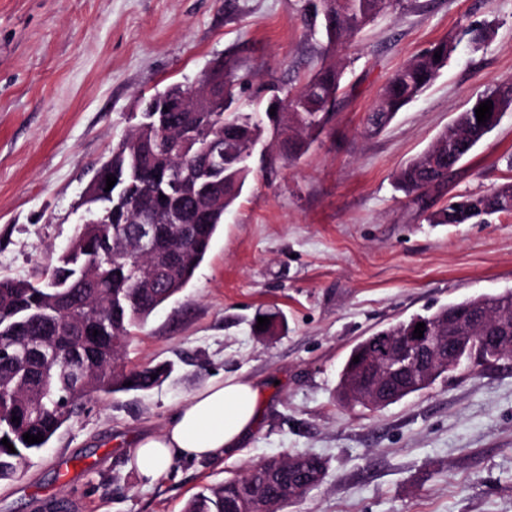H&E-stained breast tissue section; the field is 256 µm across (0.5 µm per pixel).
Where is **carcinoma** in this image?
<instances>
[{"label": "carcinoma", "instance_id": "cac0c4a2", "mask_svg": "<svg viewBox=\"0 0 512 512\" xmlns=\"http://www.w3.org/2000/svg\"><path fill=\"white\" fill-rule=\"evenodd\" d=\"M334 24H320L317 6L302 0L301 16L306 29L322 33L330 47L345 42L380 14L404 4V0H335ZM440 53L441 59L434 58ZM448 63V41L433 43L398 69L382 88L379 100L367 116V129L386 126L407 104L418 98ZM224 95L215 112H151L150 127L132 128L112 153L123 156L119 164H102L104 175L117 178L114 196L150 195L152 212L163 234L139 265L104 262L109 253L121 250L130 240L136 214L123 205L104 211L98 224L81 225L67 251L47 278L38 283L0 278V440L8 439L15 452L0 443V480L16 478L22 465L47 447L76 411L96 395L112 396L148 391L168 374L164 365L127 368L126 339L170 299L183 291L204 260L224 214L236 202L249 177L250 151L266 128L273 132V146L286 159H296L324 128L328 106L336 101L342 70L323 65L294 93L253 117L233 109L237 97L233 59L224 63ZM493 109L512 107V83L487 94ZM493 122H477L474 109L461 112L435 143L400 168L397 189L414 195L425 206L430 191L443 193L454 171L448 153L479 143ZM177 140L184 135H224V173L212 176L197 159L180 160L157 144L160 133ZM176 165L192 166L193 188L175 191L152 186L143 174H167ZM512 213V183L489 193L454 196L448 205L430 214L434 224H467L476 214ZM448 311L415 313L390 326L396 330L417 320L436 322ZM94 326L95 336H86ZM370 337L358 341L346 358L339 380H344L353 358L362 355ZM74 356L84 368V382L76 386L65 374L67 358ZM466 358L477 366L497 360L488 348H474ZM157 378H151V375ZM132 385H126V382ZM20 421H12V417ZM41 434L40 443L24 442L23 434ZM288 495V459L269 460L254 483L245 476L209 486L194 494L182 512H257L260 506L279 512L281 505L296 501Z\"/></svg>", "mask_w": 512, "mask_h": 512}]
</instances>
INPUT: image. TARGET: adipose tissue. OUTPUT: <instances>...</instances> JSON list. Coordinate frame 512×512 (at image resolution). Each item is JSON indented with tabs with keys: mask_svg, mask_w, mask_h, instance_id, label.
Segmentation results:
<instances>
[{
	"mask_svg": "<svg viewBox=\"0 0 512 512\" xmlns=\"http://www.w3.org/2000/svg\"><path fill=\"white\" fill-rule=\"evenodd\" d=\"M260 401L261 390L250 379L210 381L175 409L160 433L138 441L132 467L149 485L176 461L223 458L255 429Z\"/></svg>",
	"mask_w": 512,
	"mask_h": 512,
	"instance_id": "1",
	"label": "adipose tissue"
}]
</instances>
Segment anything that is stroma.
Masks as SVG:
<instances>
[{"instance_id":"1","label":"stroma","mask_w":512,"mask_h":512,"mask_svg":"<svg viewBox=\"0 0 512 512\" xmlns=\"http://www.w3.org/2000/svg\"><path fill=\"white\" fill-rule=\"evenodd\" d=\"M300 0H0V277L40 280L82 223L85 187L135 103L234 58L243 112L321 65L341 90L306 153L258 143L251 174L190 284L129 339V366L168 363L147 392L94 399L0 481V512H181L203 486L270 456L315 454L325 481L283 512H512V361L445 376L378 410L336 398L373 330L426 307L512 290V214L432 224L449 196L512 182V109L426 208L394 176L470 103L512 82V0H412L335 49ZM489 33L473 44L469 28ZM455 49L429 89L375 134L389 77L431 44ZM284 326L257 336L258 314ZM230 375L264 384L255 431L230 457L175 462L153 485L138 440L186 397Z\"/></svg>"}]
</instances>
